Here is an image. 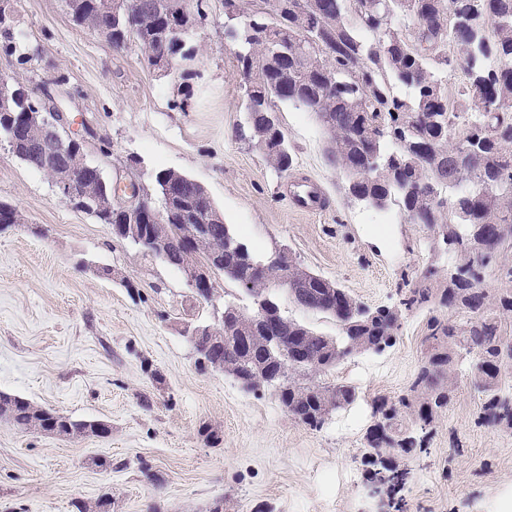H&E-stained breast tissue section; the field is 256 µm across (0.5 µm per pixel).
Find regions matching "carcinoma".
<instances>
[{"instance_id":"carcinoma-1","label":"carcinoma","mask_w":512,"mask_h":512,"mask_svg":"<svg viewBox=\"0 0 512 512\" xmlns=\"http://www.w3.org/2000/svg\"><path fill=\"white\" fill-rule=\"evenodd\" d=\"M488 22L481 55L474 57L464 32L454 25L461 2ZM109 0H66L78 25L107 33L122 46L134 43L150 65L166 53L183 50L175 30L184 26L181 0H132L133 8L112 11ZM225 15L242 23L228 27L236 48L238 72L246 92L245 123L236 133L264 152L279 172L292 166L288 143L277 158L266 147L284 136L276 116L288 104L316 116L330 135L327 157L345 177L346 193L374 208L396 207L405 220L423 224L447 245L449 264L478 265L497 258L493 278L512 283V0H224ZM406 16L412 33L395 25ZM306 31L316 46L301 44ZM0 50L25 52L0 11ZM461 72L456 102L445 96L444 78ZM54 110L47 96L27 97L19 82L0 93V139L14 140L17 158L53 182L70 175L94 194L115 192L86 168L83 144L59 161L33 147L43 135L41 118ZM178 202L166 223L185 240L168 264L193 266L205 254L192 244L194 225L207 224L231 243L224 253V279L238 293L269 305L282 327L288 371L279 388L269 378L281 362L268 351L271 326L247 309L224 302V321L194 346L249 390L275 396L296 422L320 428L333 412L358 398L356 387L329 379L355 356L380 353L397 342L403 312L429 306L461 314L458 321L438 315L427 320L421 363L408 393L398 402L376 406L379 420L367 434L371 448L415 445L404 433L433 426L455 397L459 374L468 375L483 394V418L493 427L512 429V339L501 335L512 317V289L499 290L460 277L447 280L431 268L408 290L399 307L371 308L337 282L302 268L293 258L284 266L253 252L224 223L205 188L186 174L162 169L153 176L155 205L168 196ZM108 223L141 224V212L118 199ZM293 280L315 311L336 322L337 333L324 335L287 317L276 290ZM0 423L69 439L112 434L101 420H74L27 399L0 392ZM105 494L76 506L78 512H109Z\"/></svg>"}]
</instances>
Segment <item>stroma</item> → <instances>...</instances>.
<instances>
[{"mask_svg": "<svg viewBox=\"0 0 512 512\" xmlns=\"http://www.w3.org/2000/svg\"><path fill=\"white\" fill-rule=\"evenodd\" d=\"M0 8L28 54L0 53V72L33 94L61 81L71 115L95 132L87 159L107 178L148 188L156 170L185 173L250 249L287 247L371 307L398 305L405 280L433 265L424 225L348 199L311 113L277 110L294 158L283 174L236 137L245 90L222 0H209L208 20L166 72L136 45L118 51L77 26L64 0ZM305 178L328 190L320 212L291 205L290 184ZM0 202L22 217L0 232V392L112 426L108 437L70 440L0 424V512H75L106 493L112 512H209L218 500L224 512H499L512 496V432L484 424L468 378L410 453L367 446L374 402L397 401L417 370L427 312L405 313L393 347L337 367L334 379L359 397L314 430L269 393L200 371L183 324L215 318L193 306L184 273L75 210L2 140ZM210 425L218 443L202 434Z\"/></svg>", "mask_w": 512, "mask_h": 512, "instance_id": "obj_1", "label": "stroma"}]
</instances>
